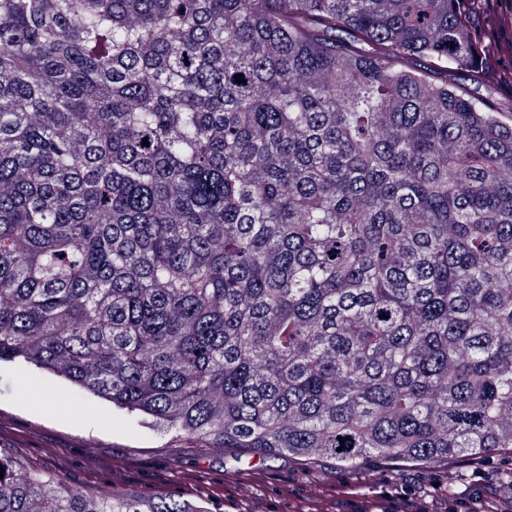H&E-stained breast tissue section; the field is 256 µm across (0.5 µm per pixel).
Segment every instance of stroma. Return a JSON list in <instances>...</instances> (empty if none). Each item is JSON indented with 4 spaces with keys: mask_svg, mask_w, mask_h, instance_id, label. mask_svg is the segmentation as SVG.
Instances as JSON below:
<instances>
[{
    "mask_svg": "<svg viewBox=\"0 0 512 512\" xmlns=\"http://www.w3.org/2000/svg\"><path fill=\"white\" fill-rule=\"evenodd\" d=\"M62 397L64 406L54 404ZM0 436L12 438V455L35 468L57 470L65 482L98 495L111 475L144 496L182 492L195 500L188 472L211 480L215 512H283L282 497H326L335 512H448L452 500L477 498L501 512L502 486L512 475V452L473 463L454 459L426 466L370 458L353 475L324 461L305 470L293 458L238 459L214 448L199 453L193 440L160 432L111 403L83 394L63 379L15 363H0Z\"/></svg>",
    "mask_w": 512,
    "mask_h": 512,
    "instance_id": "35a3bbf8",
    "label": "stroma"
}]
</instances>
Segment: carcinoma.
Wrapping results in <instances>:
<instances>
[{"mask_svg":"<svg viewBox=\"0 0 512 512\" xmlns=\"http://www.w3.org/2000/svg\"><path fill=\"white\" fill-rule=\"evenodd\" d=\"M480 2L0 0V362L202 452L512 451V108L435 78L487 80Z\"/></svg>","mask_w":512,"mask_h":512,"instance_id":"carcinoma-1","label":"carcinoma"}]
</instances>
